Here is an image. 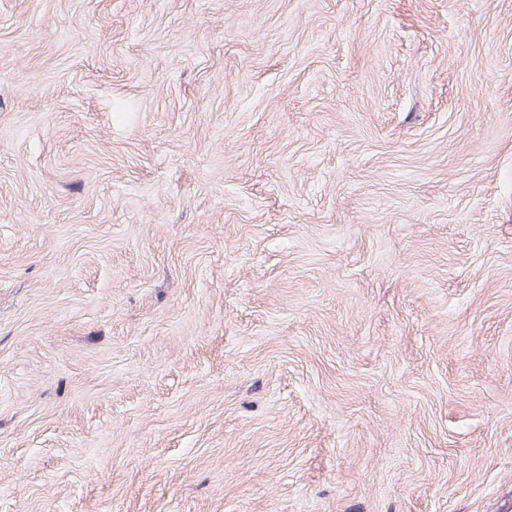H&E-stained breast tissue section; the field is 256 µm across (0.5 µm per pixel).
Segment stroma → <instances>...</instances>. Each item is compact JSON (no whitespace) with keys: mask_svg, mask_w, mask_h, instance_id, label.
<instances>
[{"mask_svg":"<svg viewBox=\"0 0 512 512\" xmlns=\"http://www.w3.org/2000/svg\"><path fill=\"white\" fill-rule=\"evenodd\" d=\"M0 512H512V0H0Z\"/></svg>","mask_w":512,"mask_h":512,"instance_id":"obj_1","label":"stroma"}]
</instances>
